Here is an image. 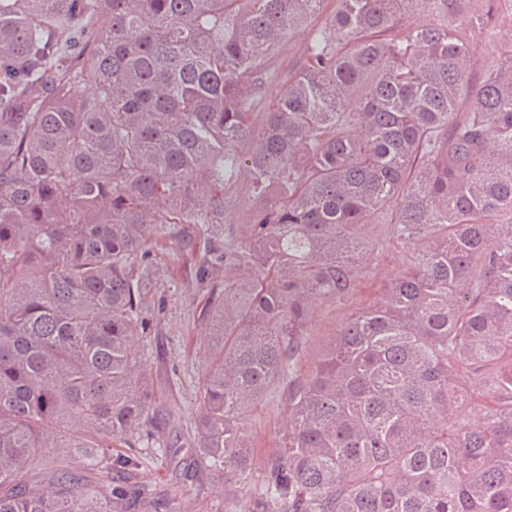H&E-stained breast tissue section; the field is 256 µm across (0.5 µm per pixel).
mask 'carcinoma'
Masks as SVG:
<instances>
[{
	"label": "carcinoma",
	"instance_id": "obj_1",
	"mask_svg": "<svg viewBox=\"0 0 512 512\" xmlns=\"http://www.w3.org/2000/svg\"><path fill=\"white\" fill-rule=\"evenodd\" d=\"M327 2L0 0V512H127L159 224L224 225L200 457L245 474V418L288 387L248 512H512V51L471 79L505 0ZM322 16L334 39L273 94L268 61ZM386 218L414 264L291 380L309 302L353 287ZM61 437L71 466L26 487ZM231 190H233L239 197L238 209L231 217V221L235 224L231 225L238 227V229L242 231L243 229L241 225L245 223L246 214L255 204L256 199L252 196V193L248 189L247 179L244 174L239 177L238 182Z\"/></svg>",
	"mask_w": 512,
	"mask_h": 512
}]
</instances>
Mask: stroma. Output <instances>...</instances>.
Instances as JSON below:
<instances>
[{"instance_id":"stroma-1","label":"stroma","mask_w":512,"mask_h":512,"mask_svg":"<svg viewBox=\"0 0 512 512\" xmlns=\"http://www.w3.org/2000/svg\"><path fill=\"white\" fill-rule=\"evenodd\" d=\"M159 233L170 249L148 257L152 297L144 311L147 329L136 343L142 367L157 385L159 409L149 445L140 451V478L159 497L162 512H246L269 460L288 439L287 387L279 385L246 421L254 445L248 474H210L192 446L208 345L202 314L212 281L202 264L204 235L197 224H165ZM366 238V256L353 288L339 298L310 302L294 379H305L344 325L411 267L412 252L390 225H370Z\"/></svg>"}]
</instances>
